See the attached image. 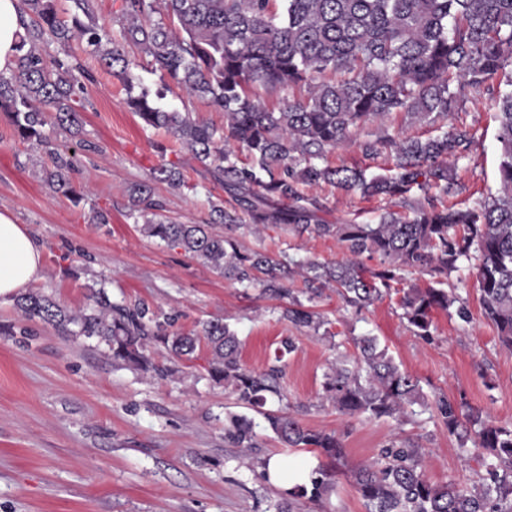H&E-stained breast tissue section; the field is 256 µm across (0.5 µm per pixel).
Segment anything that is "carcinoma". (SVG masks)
<instances>
[{
    "label": "carcinoma",
    "instance_id": "obj_1",
    "mask_svg": "<svg viewBox=\"0 0 512 512\" xmlns=\"http://www.w3.org/2000/svg\"><path fill=\"white\" fill-rule=\"evenodd\" d=\"M69 2L64 20L58 0H20L24 32L16 67L10 76L0 75V116L19 141L48 147L54 128L80 129L87 73L67 54L48 62L39 50L52 42L64 51L78 39L123 84L128 108L143 127L171 134L228 195L212 205L211 223L180 224L165 214L154 184L179 190L184 176L174 163L161 165L149 180L128 188L130 213L142 219L147 236L181 248L243 288L258 286L273 298L288 299L281 319L325 335L327 321L314 303L327 289L359 311L395 292L402 318L421 338L433 335L437 310L456 304L459 318L469 320L460 298L442 285L448 273L473 258L482 315L496 328L500 344L512 349V0H121L114 35L95 18L91 0ZM143 71L208 101L224 112V126L162 105L164 93L144 84ZM494 83L501 144V190L494 196L459 208L445 201L459 191L448 158L466 157L474 143L465 127L363 142L364 155L387 154V174L369 178L358 166L326 163L327 154L351 142L353 131L367 122L403 112L431 125L472 90ZM286 88L304 94L276 110L264 104L262 95ZM238 149L249 162L238 163ZM50 154L46 183L80 205L85 190L70 177L74 154ZM319 184L388 198L409 213L386 211L374 224H331L321 216L320 199L299 191L301 185ZM242 227L332 238L344 257L318 262L295 259L286 250L245 249L231 235ZM366 258L378 265L366 266ZM416 272L431 277L428 286L400 287ZM297 278L304 283L299 291L290 288ZM14 302L25 318L65 335L96 337L114 360L162 376L172 369L152 363L150 345L187 361L205 345L212 381L262 415L285 446L312 448L328 460L308 483L286 491L277 512H293L302 499L319 503L334 487L342 441L263 411L267 395L280 394L283 358L295 351L293 339L282 342L274 365L257 373L242 365L237 333L222 319L199 320L186 332L177 327L178 312L114 301L102 287L90 289L86 305L74 312L39 291ZM353 343L354 360L328 366L324 397L345 413L377 419L425 405L418 378L401 371L379 349L377 337L366 334ZM435 406L460 447L470 444L482 452L483 482L473 489L455 481L435 484L424 473L417 445L391 443L381 449L384 462L352 475L367 512H512V426L484 416L463 395H442ZM254 428L253 419L230 414L225 437L251 448Z\"/></svg>",
    "mask_w": 512,
    "mask_h": 512
}]
</instances>
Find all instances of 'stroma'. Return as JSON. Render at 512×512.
<instances>
[{
	"label": "stroma",
	"instance_id": "1",
	"mask_svg": "<svg viewBox=\"0 0 512 512\" xmlns=\"http://www.w3.org/2000/svg\"><path fill=\"white\" fill-rule=\"evenodd\" d=\"M85 63L95 81L83 102V127L52 136L53 147L76 154L72 182L86 191L83 205L73 207L44 183L50 149L22 144L0 122V209L11 211L43 247L36 289L75 310L86 304L90 287L101 285L114 300L140 299L178 310L185 329L201 319H223L238 335L244 367L257 372L271 364L284 339L293 338L296 349L286 357L282 395L268 397L266 407L336 434L345 448L335 491L319 504L300 503L298 512H366L352 470L378 462L381 448L404 439L422 446L424 472L432 482L478 483L482 469L448 435L432 407L414 416L375 419L343 414L323 396L329 363L353 355L352 337L369 333L401 369L419 378L430 404L441 395L463 394L494 420L512 423V349L500 345L481 314L475 274L448 276L469 321L452 310L436 311L429 341L410 331L394 296L358 313L336 293L325 292L316 309L328 322V335L296 330L280 318L285 300L231 284L182 249L141 232L129 215L127 188L160 164L176 163L186 179L178 192L155 187L178 223H207L212 201L224 191L172 137L142 127L117 78L94 58ZM447 123L475 135L468 158L452 164L461 199L472 203L496 192L501 145L488 89L472 91ZM420 130L395 112L356 130L353 143L327 160L380 174L386 157L365 158L360 141L370 134L411 136ZM304 192L321 198L323 216L333 223L371 222L391 206L386 199L346 195L324 184ZM97 210L108 211L109 224L92 222ZM235 237L248 249L285 248L320 261L342 255L336 240L288 237L271 227L258 234L241 230ZM150 355L171 368V375L161 378L113 361L96 339L24 320L13 302L0 303V512H276L285 489L262 479L261 462L277 455L310 470L323 463L312 449L284 447L259 415L253 447H234L224 436V419L244 407L209 379L206 351L180 362L160 346Z\"/></svg>",
	"mask_w": 512,
	"mask_h": 512
}]
</instances>
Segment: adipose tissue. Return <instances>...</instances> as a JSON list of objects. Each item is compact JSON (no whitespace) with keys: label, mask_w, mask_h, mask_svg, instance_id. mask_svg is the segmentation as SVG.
Listing matches in <instances>:
<instances>
[{"label":"adipose tissue","mask_w":512,"mask_h":512,"mask_svg":"<svg viewBox=\"0 0 512 512\" xmlns=\"http://www.w3.org/2000/svg\"><path fill=\"white\" fill-rule=\"evenodd\" d=\"M21 28L19 0H0V72L15 67ZM43 268V250L12 213L0 210V302L22 294L37 282Z\"/></svg>","instance_id":"ef3b65f1"}]
</instances>
